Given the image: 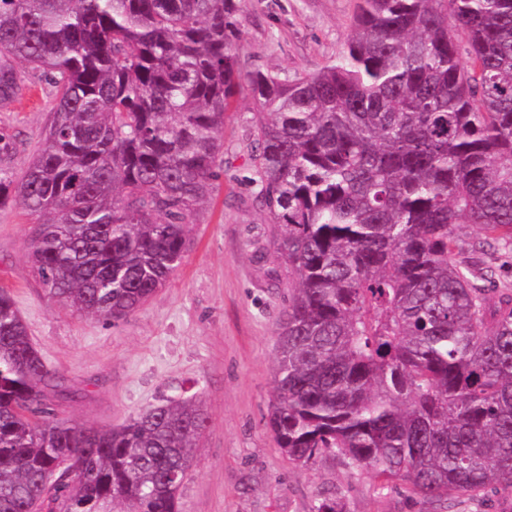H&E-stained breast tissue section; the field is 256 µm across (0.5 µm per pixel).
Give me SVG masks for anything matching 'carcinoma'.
<instances>
[{
    "label": "carcinoma",
    "instance_id": "cac0c4a2",
    "mask_svg": "<svg viewBox=\"0 0 512 512\" xmlns=\"http://www.w3.org/2000/svg\"><path fill=\"white\" fill-rule=\"evenodd\" d=\"M239 0H0V105L15 62L55 90L43 146L0 205L37 228L56 301L123 320L162 288L219 177L224 118L255 105L256 199L293 277L270 426L452 512L512 491V0H362L346 51L290 79L243 70ZM17 141L0 128V161ZM460 224L478 229L469 244ZM495 296H490V293ZM65 380L0 292V512H180L206 417L172 399L119 429L56 418ZM69 456L80 470L47 488ZM486 264L493 266L496 269V283L489 288H503L504 286L512 285V268L510 263V255L500 253L489 255L484 258Z\"/></svg>",
    "mask_w": 512,
    "mask_h": 512
}]
</instances>
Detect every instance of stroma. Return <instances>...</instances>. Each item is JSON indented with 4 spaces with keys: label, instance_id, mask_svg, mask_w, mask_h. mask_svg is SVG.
<instances>
[{
    "label": "stroma",
    "instance_id": "stroma-1",
    "mask_svg": "<svg viewBox=\"0 0 512 512\" xmlns=\"http://www.w3.org/2000/svg\"><path fill=\"white\" fill-rule=\"evenodd\" d=\"M361 0H241L238 54L244 69L302 77L340 56ZM23 89L0 108V128L16 134L6 162L22 174L42 145L54 89L19 64ZM254 106L247 93L224 120L223 173L187 250L165 287L123 321L60 307L35 276L28 245L35 226L19 202L0 208V289L11 294L46 363L76 397L59 418L116 428L178 397L207 417L180 491L181 512H315L341 496L346 512H430L395 484L325 453L288 460L268 426L275 393V328L288 304L287 268L269 275L278 227L254 200Z\"/></svg>",
    "mask_w": 512,
    "mask_h": 512
}]
</instances>
